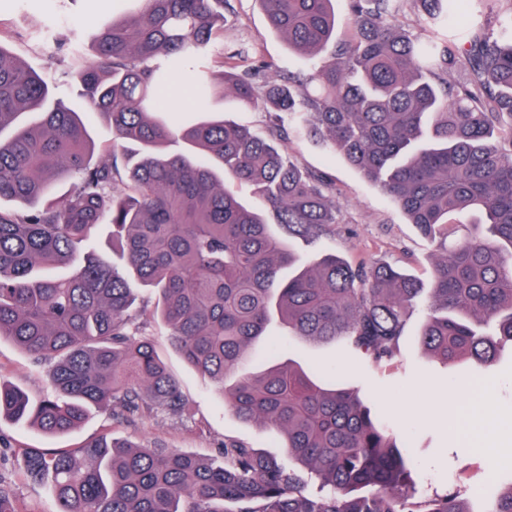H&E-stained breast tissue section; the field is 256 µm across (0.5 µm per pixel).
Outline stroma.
<instances>
[{"label": "stroma", "mask_w": 512, "mask_h": 512, "mask_svg": "<svg viewBox=\"0 0 512 512\" xmlns=\"http://www.w3.org/2000/svg\"><path fill=\"white\" fill-rule=\"evenodd\" d=\"M131 7L130 0H0V44L55 84L58 98L79 112L98 145L109 138V123L75 96L76 76L60 64L59 46L91 45L99 27L111 24ZM52 17L61 23L47 40L42 26ZM237 48L249 49L286 73L310 70L307 61L268 27L257 0H228L224 40L209 55L217 61L223 52ZM159 95L184 111L204 107L210 118L235 122L261 135L268 134L273 125L274 115L263 102L242 106L233 98L216 96L204 103L195 89H182L176 78ZM281 147L302 169L326 175L328 194L338 207L333 233L316 243L292 239L295 252L306 256L326 249L355 266L387 263L429 282L434 248L397 203L302 129L292 128ZM420 320L416 313L408 322L410 336L403 363L380 369L346 354L337 344L315 346L297 340L291 352L310 371L321 368L340 374L352 369L355 384L377 403L383 422L411 447L418 462L420 489L442 492L476 484L479 492L471 506L474 512H486L504 482L512 479V350L501 353L489 378L473 376L468 390L460 392L453 382L456 368L431 362L416 344L413 334ZM136 324L155 341L177 379L187 400L185 412L173 415L155 409L132 419L117 407L94 409L80 428L55 437L1 418L0 480L11 486L18 512L56 509L47 485L32 482L22 471L21 454L28 448H76L105 435L119 443L188 451L220 464L225 442L235 440L285 459L281 434L238 420L220 401L210 379L186 364L170 346L162 322L146 314ZM51 368V363L36 361L12 342L0 341V382L20 386L32 399L53 395Z\"/></svg>", "instance_id": "1"}]
</instances>
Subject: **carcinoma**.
<instances>
[{
    "mask_svg": "<svg viewBox=\"0 0 512 512\" xmlns=\"http://www.w3.org/2000/svg\"><path fill=\"white\" fill-rule=\"evenodd\" d=\"M334 2L258 0L311 60L306 76L274 75L245 50L226 72L203 63L223 38L224 0H145L98 33L90 56L69 48L77 96L111 122L96 162L78 113L0 45V200L23 205L0 209V340L51 362L55 388L33 403L0 384V418L58 436L93 409L182 412L178 382L132 327L146 288L176 352L239 420L283 431L295 463L239 442L216 466L106 436L29 449L24 472L48 483L57 512H474L457 491L419 490L414 455L375 403L305 371L289 347L342 340L382 368L401 357L418 306V344L447 365L483 369L512 347V0H466L465 24L449 18L453 0H421L424 39L390 21L397 0H344L342 18ZM190 61L200 99L269 104L270 137L174 120L180 109L156 89ZM298 119L435 244L431 288L385 263L293 252L289 239L319 241L336 223L322 177L275 144ZM243 185L256 207L239 199ZM101 225L124 268L90 242ZM275 322L286 338L248 369ZM486 512H512V482Z\"/></svg>",
    "mask_w": 512,
    "mask_h": 512,
    "instance_id": "obj_1",
    "label": "carcinoma"
}]
</instances>
